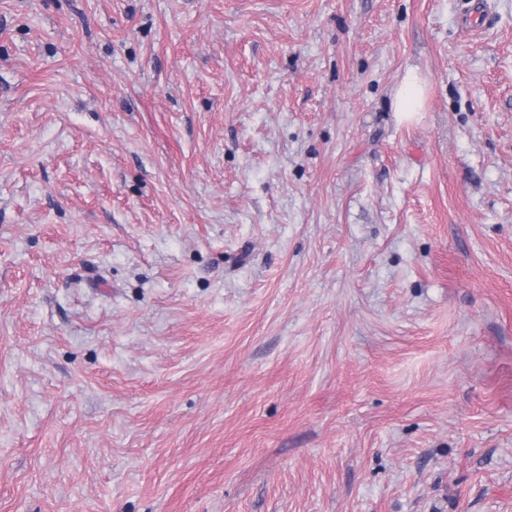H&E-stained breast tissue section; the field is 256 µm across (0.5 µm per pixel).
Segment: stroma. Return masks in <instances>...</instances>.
Instances as JSON below:
<instances>
[{"instance_id": "obj_1", "label": "stroma", "mask_w": 512, "mask_h": 512, "mask_svg": "<svg viewBox=\"0 0 512 512\" xmlns=\"http://www.w3.org/2000/svg\"><path fill=\"white\" fill-rule=\"evenodd\" d=\"M0 512H512V0H0ZM424 94L425 87L422 79L415 71H407L401 85L395 93V111L419 112L422 107Z\"/></svg>"}]
</instances>
